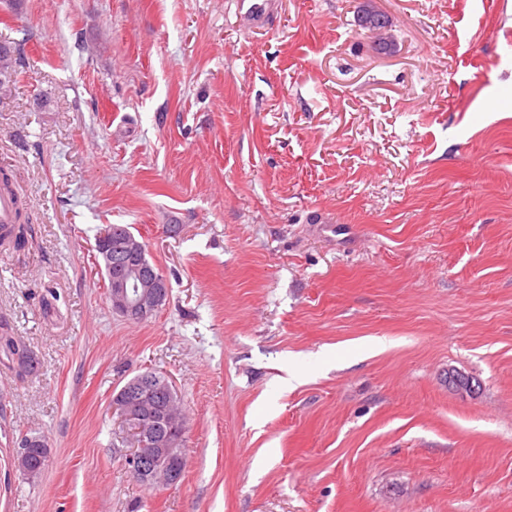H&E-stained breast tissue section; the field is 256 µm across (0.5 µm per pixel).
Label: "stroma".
<instances>
[{
  "label": "stroma",
  "instance_id": "1",
  "mask_svg": "<svg viewBox=\"0 0 512 512\" xmlns=\"http://www.w3.org/2000/svg\"><path fill=\"white\" fill-rule=\"evenodd\" d=\"M511 31L512 0H0V336L39 363L0 352V512H512ZM109 224L169 284L145 320ZM149 369L185 414L163 489L116 453ZM272 3V0H242L241 7L254 26L264 27L270 19ZM18 76V52L14 45L0 43V91L13 84ZM3 80V82H2ZM16 219V202L14 196L7 191L0 192V225L9 226L14 224ZM0 238L13 239L15 246H20L24 243L25 228L24 224H14L10 228L1 227ZM120 226L112 228V224L106 226L99 237L100 252H106L108 262L106 268L109 272L110 290L108 293L109 301L113 311L123 315L129 320H143L158 311L162 304L168 298L169 286L165 279L156 274L147 271L138 263L136 257L140 255L143 249V259L140 262L146 264L153 271H160L155 264H152L147 258L148 251L146 244L135 236L130 230L121 227L122 224H113ZM113 234H122L125 236L122 240L123 248L120 254L121 264L116 262L112 276V261L116 255V242L112 240ZM94 241V250L98 258L102 254L97 248V237ZM0 346L19 375H28L37 369V362L26 346L18 343L12 337L1 336Z\"/></svg>",
  "mask_w": 512,
  "mask_h": 512
}]
</instances>
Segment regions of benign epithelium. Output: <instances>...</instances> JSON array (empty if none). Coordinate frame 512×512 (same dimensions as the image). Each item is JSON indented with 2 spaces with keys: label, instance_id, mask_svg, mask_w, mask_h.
Masks as SVG:
<instances>
[{
  "label": "benign epithelium",
  "instance_id": "7a95c632",
  "mask_svg": "<svg viewBox=\"0 0 512 512\" xmlns=\"http://www.w3.org/2000/svg\"><path fill=\"white\" fill-rule=\"evenodd\" d=\"M121 234L123 248L121 264L112 266V235ZM100 251L106 253L107 270L113 271L109 276V301L113 311L129 320H143L158 311L168 298L169 286L165 279L146 270L137 261L142 252V241L130 230L107 225L99 237ZM138 405L122 402L118 416L128 431L132 447L119 450L124 463L131 475L138 481L163 472V480L171 485L178 480L174 458L168 453L149 456L143 448L152 443L149 438L150 426L137 413Z\"/></svg>",
  "mask_w": 512,
  "mask_h": 512
}]
</instances>
